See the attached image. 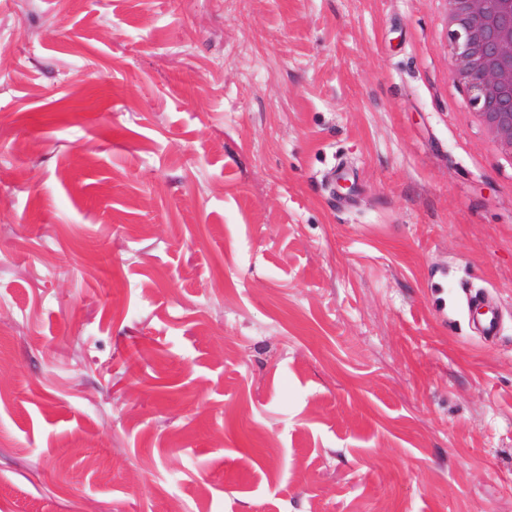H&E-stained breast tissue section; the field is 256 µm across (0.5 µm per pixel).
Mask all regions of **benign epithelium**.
Returning <instances> with one entry per match:
<instances>
[{"label": "benign epithelium", "mask_w": 512, "mask_h": 512, "mask_svg": "<svg viewBox=\"0 0 512 512\" xmlns=\"http://www.w3.org/2000/svg\"><path fill=\"white\" fill-rule=\"evenodd\" d=\"M455 3L465 11L466 23L450 31L452 69L473 77L469 93L476 104L512 87V22L490 24L489 0H448ZM485 129L495 140L512 144V118L493 119Z\"/></svg>", "instance_id": "obj_1"}]
</instances>
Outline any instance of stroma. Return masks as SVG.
I'll return each instance as SVG.
<instances>
[{"label": "stroma", "mask_w": 512, "mask_h": 512, "mask_svg": "<svg viewBox=\"0 0 512 512\" xmlns=\"http://www.w3.org/2000/svg\"><path fill=\"white\" fill-rule=\"evenodd\" d=\"M444 10L0 0V512H512V168ZM469 313L475 314V327L486 338H495L501 332V318L493 308L485 307L481 297L477 293H469L465 296Z\"/></svg>", "instance_id": "obj_1"}]
</instances>
